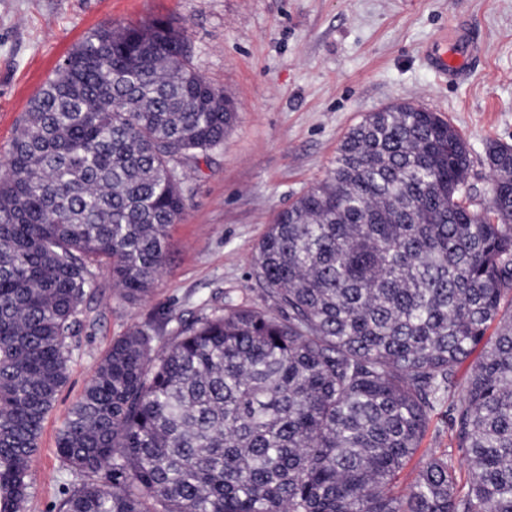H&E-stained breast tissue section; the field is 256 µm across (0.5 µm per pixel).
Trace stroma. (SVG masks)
<instances>
[{
	"label": "stroma",
	"instance_id": "1",
	"mask_svg": "<svg viewBox=\"0 0 512 512\" xmlns=\"http://www.w3.org/2000/svg\"><path fill=\"white\" fill-rule=\"evenodd\" d=\"M170 18L184 26L199 73L236 106L223 144L185 171L186 209L169 230L153 293L131 303L92 263L97 285L70 340L68 378L44 422L27 512H58L76 478L56 437L114 339L136 324L211 312L225 294L267 308L250 277L275 215L322 181L338 144L368 113L407 101L440 113L467 140L469 181L488 198L490 141L512 144V0H0V158L52 71L92 30ZM475 44L459 81L426 60L438 37ZM447 406L399 476L414 483L450 446Z\"/></svg>",
	"mask_w": 512,
	"mask_h": 512
}]
</instances>
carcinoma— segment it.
<instances>
[{"mask_svg": "<svg viewBox=\"0 0 512 512\" xmlns=\"http://www.w3.org/2000/svg\"><path fill=\"white\" fill-rule=\"evenodd\" d=\"M233 119L167 20L94 30L30 99L0 161V512H26L89 262L148 297L182 171ZM484 161L482 201L437 113H368L255 247L274 309L112 341L58 436L84 477L60 512H512V144ZM445 401L450 450L399 490Z\"/></svg>", "mask_w": 512, "mask_h": 512, "instance_id": "1", "label": "carcinoma"}]
</instances>
